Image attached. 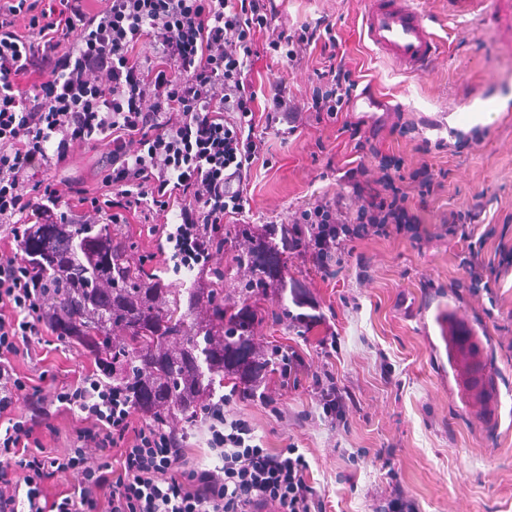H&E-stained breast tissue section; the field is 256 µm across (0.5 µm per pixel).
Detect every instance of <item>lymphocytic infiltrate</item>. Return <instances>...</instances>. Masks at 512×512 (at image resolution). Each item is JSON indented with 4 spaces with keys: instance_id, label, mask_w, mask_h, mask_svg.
I'll list each match as a JSON object with an SVG mask.
<instances>
[{
    "instance_id": "f902f5d3",
    "label": "lymphocytic infiltrate",
    "mask_w": 512,
    "mask_h": 512,
    "mask_svg": "<svg viewBox=\"0 0 512 512\" xmlns=\"http://www.w3.org/2000/svg\"><path fill=\"white\" fill-rule=\"evenodd\" d=\"M89 2L0 0V223L15 243L0 249V512H320L304 455L263 448L223 402L212 403L207 421L222 463L198 469L188 464L185 434L135 423L134 406L97 373L48 392L15 369L54 333L23 273L28 225L87 224L105 212L119 224L147 210L175 215L190 250L195 225L220 227L244 210L240 186L260 149L257 108L291 133L303 111L279 90L259 100L249 80L257 34L290 62L315 46L332 58L312 92L316 121L340 120L356 88L332 26L280 25L274 0H102L97 11ZM143 37L155 49L147 64L134 53ZM31 73L40 82L20 89ZM341 122L356 155L342 179L358 207L347 213L339 196L299 212L296 223L324 227L315 258L372 235L421 239L410 196L427 199L440 181L429 167L409 171L402 157L382 153L376 128ZM101 145L111 157L105 193L70 187L76 205L67 207L53 168L71 149ZM23 402L78 413L76 447L48 450ZM112 450L118 463L103 458ZM70 473L78 484L48 497L46 483Z\"/></svg>"
}]
</instances>
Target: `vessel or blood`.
Returning <instances> with one entry per match:
<instances>
[{
    "label": "vessel or blood",
    "instance_id": "1",
    "mask_svg": "<svg viewBox=\"0 0 512 512\" xmlns=\"http://www.w3.org/2000/svg\"><path fill=\"white\" fill-rule=\"evenodd\" d=\"M362 31L376 51L410 72L428 70L438 53L426 17L413 7L412 0H366ZM445 344L458 391L467 401L479 402L489 370L476 336L454 326L449 328Z\"/></svg>",
    "mask_w": 512,
    "mask_h": 512
}]
</instances>
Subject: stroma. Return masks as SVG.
Returning <instances> with one entry per match:
<instances>
[{
	"instance_id": "1",
	"label": "stroma",
	"mask_w": 512,
	"mask_h": 512,
	"mask_svg": "<svg viewBox=\"0 0 512 512\" xmlns=\"http://www.w3.org/2000/svg\"><path fill=\"white\" fill-rule=\"evenodd\" d=\"M275 5L288 27L332 25L359 89L387 99L383 110L354 106L351 120L380 122L378 148L402 156L408 169L431 166L442 187L419 206L423 240L371 236L326 268L308 253L271 258L290 287L285 305L305 320L298 331L256 324L254 343L289 347L297 370L287 379L266 374L264 392L281 415L256 399H233L228 411L249 421L263 447L305 455L325 512H380L396 486L414 512H512V262L504 258L512 249V0H486L479 21L452 14L448 0H416L445 46L414 76L363 40L364 0ZM327 63L317 48L293 65L260 55L253 88L263 95L278 83L306 101ZM400 120L412 131L391 133ZM254 133L261 150L243 184L239 221L256 234L347 194L341 173L353 155L337 125L312 121L285 136L259 113ZM107 167L106 147L78 148L53 176L58 187L77 182L94 192ZM476 204L483 212L470 234L494 270L487 291L470 285L468 242L440 223ZM451 313L481 340L499 403L473 407L456 392L439 326ZM15 367L50 390L95 365L82 348L56 341ZM327 378L350 396L343 420L323 410L316 382ZM383 448L392 449L391 461L380 457Z\"/></svg>"
}]
</instances>
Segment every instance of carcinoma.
I'll return each mask as SVG.
<instances>
[{"label": "carcinoma", "mask_w": 512, "mask_h": 512, "mask_svg": "<svg viewBox=\"0 0 512 512\" xmlns=\"http://www.w3.org/2000/svg\"><path fill=\"white\" fill-rule=\"evenodd\" d=\"M320 231L319 224L272 225L258 238L250 225L237 224L227 263L216 267L209 255L224 249L225 238L215 226H197L193 253L175 230L168 234L171 257L162 263L194 273L182 292L153 274L156 256L138 254L120 224H34L25 273L58 335L87 350L98 371L154 425L193 422L208 411L224 380L240 378L251 362L283 367L292 361L278 347L255 350L238 366L226 355L252 345L253 324L268 315L298 328L302 317L287 307H261L269 295L283 299L287 283L274 278L260 253L288 249L295 238L314 241ZM230 274L234 287L227 288Z\"/></svg>", "instance_id": "carcinoma-1"}]
</instances>
